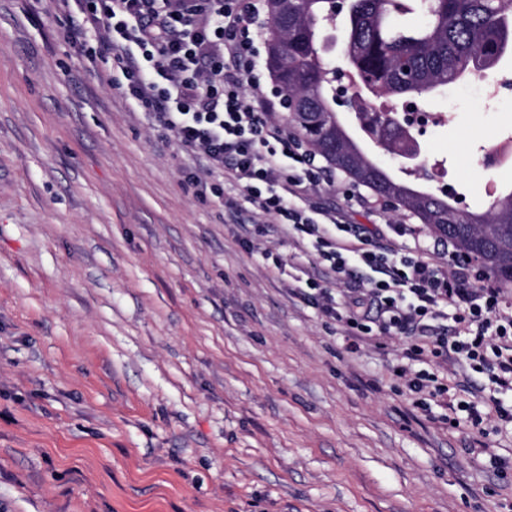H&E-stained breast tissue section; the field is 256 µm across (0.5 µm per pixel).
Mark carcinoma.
Masks as SVG:
<instances>
[{
  "instance_id": "obj_1",
  "label": "carcinoma",
  "mask_w": 512,
  "mask_h": 512,
  "mask_svg": "<svg viewBox=\"0 0 512 512\" xmlns=\"http://www.w3.org/2000/svg\"><path fill=\"white\" fill-rule=\"evenodd\" d=\"M333 2L265 0L271 31L265 65L296 103L294 128L329 166L452 242L498 287L512 288V191L483 214L464 212L391 180L361 154H347L339 131L314 129L334 100L322 49L327 27L337 20ZM343 25L349 67L370 75L380 94L395 99L420 98L467 75L484 76L512 56V0H347ZM407 69L417 74L410 87L398 80Z\"/></svg>"
}]
</instances>
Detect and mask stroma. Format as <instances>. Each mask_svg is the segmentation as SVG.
Masks as SVG:
<instances>
[{
    "label": "stroma",
    "mask_w": 512,
    "mask_h": 512,
    "mask_svg": "<svg viewBox=\"0 0 512 512\" xmlns=\"http://www.w3.org/2000/svg\"><path fill=\"white\" fill-rule=\"evenodd\" d=\"M66 28L54 0H0V512H506L512 429L415 398L403 340L350 349L277 273L312 270L301 235L222 178L200 194L193 153ZM419 104L441 117L423 172L336 114L393 180L486 212L512 190V157L480 164L512 141V88ZM362 189L340 173L317 199L447 261L418 220L349 210Z\"/></svg>",
    "instance_id": "1"
}]
</instances>
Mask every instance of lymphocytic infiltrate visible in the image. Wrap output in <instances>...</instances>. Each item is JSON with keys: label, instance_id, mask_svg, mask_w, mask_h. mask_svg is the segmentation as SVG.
Returning a JSON list of instances; mask_svg holds the SVG:
<instances>
[{"label": "lymphocytic infiltrate", "instance_id": "f902f5d3", "mask_svg": "<svg viewBox=\"0 0 512 512\" xmlns=\"http://www.w3.org/2000/svg\"><path fill=\"white\" fill-rule=\"evenodd\" d=\"M73 40L97 39L107 72L121 73L133 105L148 112L201 161L233 183L254 215L289 225L307 239L317 268L343 283L341 297L314 277L293 291L315 290L329 316L344 312L346 337L358 348L372 332L410 339L397 366L412 392L441 398L449 421L477 427L512 424V297L475 285L469 263L447 264L402 253L391 233L345 224L309 197L333 184L332 172L277 122L275 100L260 92L254 0H59ZM454 356L488 375L497 397L461 401L458 386L417 370L424 359Z\"/></svg>", "mask_w": 512, "mask_h": 512}]
</instances>
